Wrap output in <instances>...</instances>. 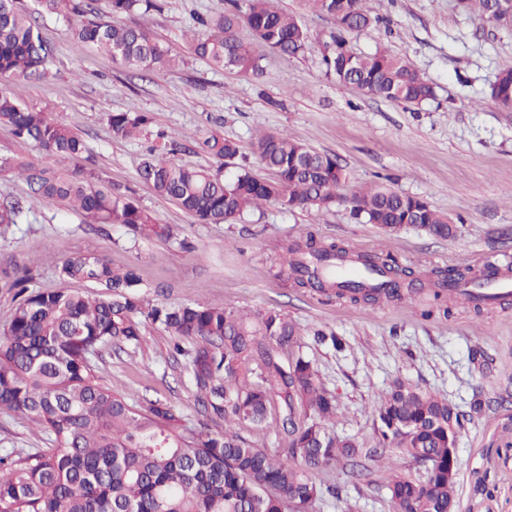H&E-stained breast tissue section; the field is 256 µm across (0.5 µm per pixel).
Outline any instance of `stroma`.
Wrapping results in <instances>:
<instances>
[{
  "mask_svg": "<svg viewBox=\"0 0 512 512\" xmlns=\"http://www.w3.org/2000/svg\"><path fill=\"white\" fill-rule=\"evenodd\" d=\"M160 3L120 21L166 44L175 67L123 70L94 48L77 46L65 21L46 14L38 23L55 49L52 77L7 83L22 103L75 131L105 186L133 191L143 208L173 227L174 239L89 226L62 204L36 203L0 233V271L34 264L36 287L52 290L61 260L91 246L113 265L136 266L149 302L224 304L254 315L277 309L298 326L307 360L336 399L338 433L371 439L373 410L395 381L435 393L468 416L456 450L457 512H512V299L462 300L445 315L432 311L428 282L435 270H504L512 257V110L490 95L497 75L512 69V30L485 24L459 10L456 0H370L378 26L368 35H347V44L359 54L406 57L435 88V99L417 106L326 78L321 51L336 26L306 0L272 3L300 17L311 50L296 57L267 53L260 75L250 80L213 69L191 54L186 40L198 18L223 13L224 0ZM131 108L181 142L177 162L215 167L192 140L213 129L237 141L252 173L263 178L269 172L257 160L255 135L286 131L337 157L345 173L338 200L319 213L271 203L232 224L198 223L139 181L143 139L114 137L106 120ZM371 185L423 197L448 215L455 235L434 239L413 227L389 234L355 219L346 199ZM309 234L391 257L412 268L423 286L404 301L354 305L275 277L279 246ZM318 329L335 334L341 348L319 342ZM142 331L140 347L114 345L93 356L101 383L132 401L167 402L187 425H199L187 364L173 360L171 337L148 322ZM51 446L39 427L0 408V458L23 459ZM313 478L324 489L315 512H390L381 473L359 479L333 467Z\"/></svg>",
  "mask_w": 512,
  "mask_h": 512,
  "instance_id": "1",
  "label": "stroma"
}]
</instances>
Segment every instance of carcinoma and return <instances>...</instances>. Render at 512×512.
Segmentation results:
<instances>
[{"mask_svg": "<svg viewBox=\"0 0 512 512\" xmlns=\"http://www.w3.org/2000/svg\"><path fill=\"white\" fill-rule=\"evenodd\" d=\"M0 0V76L45 79L51 74L53 48L41 37L34 14H56L69 21L73 39L107 54L121 67L164 70L176 57L146 31L116 18L152 0H107L100 11L89 0ZM224 13L200 22L191 42L193 54L216 69L248 77L260 70V51L286 56L312 48L298 18L273 8L270 0H228ZM318 13L333 18L337 34L324 46L326 75L369 95L420 105L435 92L405 59L384 51L359 55L343 33L375 28L366 0H309ZM458 7L480 19L498 14L512 27V0H458ZM247 26L253 41L238 36ZM495 99L512 96V69L491 87ZM107 122L115 137L141 132L150 118L135 110L113 112ZM0 126L51 157L78 159L81 137L49 113L20 103L0 83ZM194 143L224 166L240 154L237 143L206 131ZM179 144L159 131L138 169L140 180L173 201L201 224H232L269 202L288 209L320 212L344 179L336 157L319 152L283 132L262 134L255 150L272 172L259 178L245 166L229 179L221 169L179 164ZM0 174L22 178L28 197L0 204V227L20 222L33 200L67 203L86 224L120 225L135 236L169 241L170 225L119 190L102 186L99 173L76 165L48 168L16 155H0ZM351 213L387 233L404 220L419 222L435 239L456 231L448 216L417 196L383 187L350 197ZM276 276L300 288L347 298L358 304L410 297L414 272L377 255H353L335 242L312 235L281 246ZM362 267L381 285L338 284L321 274L326 264ZM37 270L31 266L3 272L0 288L20 297L0 334V407L38 425L54 437L55 447L37 452L13 468L0 469V512H313L321 489L310 472L351 463L359 477L367 465L384 474L391 512H448L455 507L456 447L465 415L448 401L403 382L395 383L373 411L375 444L340 436L336 401L319 383L301 348L296 326L269 309L250 321L222 305H150L139 292L134 266L112 267L96 249L69 254L56 268L62 283L91 284V298L68 288L30 290ZM433 299L456 300V288H479L490 280L469 267L433 272ZM161 325L179 338L173 353L187 360L201 413L224 420V429L190 427L161 400L129 399L99 382L91 357L112 343L138 347L143 321ZM291 356L284 357L286 350ZM276 403L284 452L252 446L235 427L259 426ZM423 465L417 477L385 462V451Z\"/></svg>", "mask_w": 512, "mask_h": 512, "instance_id": "obj_1", "label": "carcinoma"}]
</instances>
